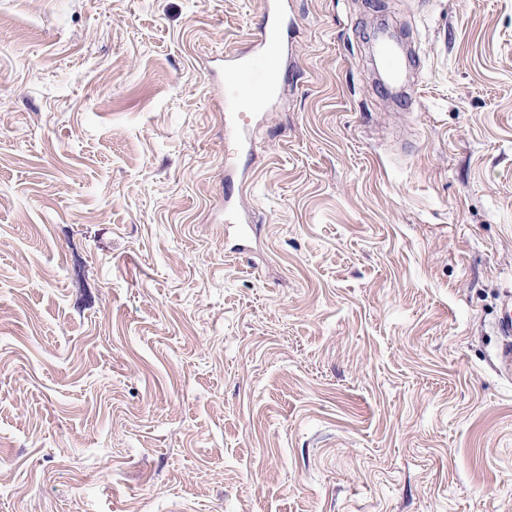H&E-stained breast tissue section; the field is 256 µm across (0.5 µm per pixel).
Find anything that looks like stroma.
<instances>
[{
	"instance_id": "stroma-1",
	"label": "stroma",
	"mask_w": 512,
	"mask_h": 512,
	"mask_svg": "<svg viewBox=\"0 0 512 512\" xmlns=\"http://www.w3.org/2000/svg\"><path fill=\"white\" fill-rule=\"evenodd\" d=\"M284 5L0 0V512H512V0ZM282 0H264L262 27L253 48L240 56H225L232 63L237 78L224 84V138L241 144L250 142L247 115L267 107L285 82L283 59L284 32L291 22L282 8ZM248 93L244 97L240 86ZM376 68L383 87L390 93L408 97L407 54L386 28L376 36ZM408 94V95H407ZM224 235L230 236L237 242L233 247V252L244 250V243L249 238V226L245 223L236 208L230 203V197L227 195L224 201ZM499 336L504 344L498 357L499 371L507 378L512 376V295L509 293L502 301L501 316L496 324Z\"/></svg>"
}]
</instances>
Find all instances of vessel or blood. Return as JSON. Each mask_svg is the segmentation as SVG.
<instances>
[{"label":"vessel or blood","mask_w":512,"mask_h":512,"mask_svg":"<svg viewBox=\"0 0 512 512\" xmlns=\"http://www.w3.org/2000/svg\"><path fill=\"white\" fill-rule=\"evenodd\" d=\"M291 23L282 0H263V22L253 48L240 56H230L237 77L224 85V137L249 143L247 115L271 104L285 82L283 35ZM407 54L387 29L376 36V68L383 87L395 95H407ZM224 234L235 241V251H243L249 227L232 204L224 206ZM504 344L498 357L502 375L512 376V295L502 301L496 324Z\"/></svg>","instance_id":"b4317fda"}]
</instances>
